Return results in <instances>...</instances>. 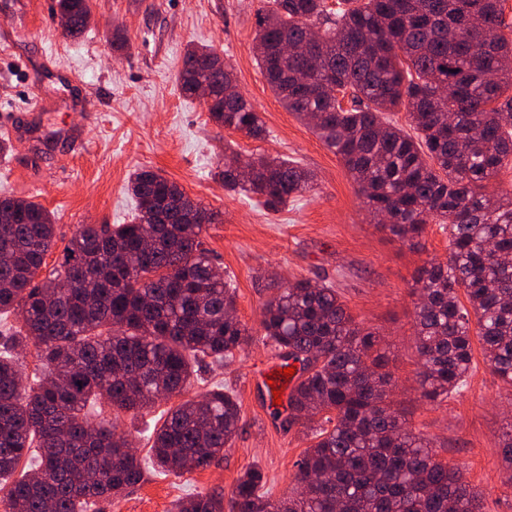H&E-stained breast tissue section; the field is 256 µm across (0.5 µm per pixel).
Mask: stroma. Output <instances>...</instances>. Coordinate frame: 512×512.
Masks as SVG:
<instances>
[{
    "mask_svg": "<svg viewBox=\"0 0 512 512\" xmlns=\"http://www.w3.org/2000/svg\"><path fill=\"white\" fill-rule=\"evenodd\" d=\"M55 0H0V113L18 116L21 133L0 153V195L40 203L52 213L57 244L48 266L82 224H127L134 202L130 175L147 168L176 182L219 212L205 246L236 288V315L252 330L251 345L223 368H198L193 391L220 383L240 404V428L220 461L179 475L150 473L103 512H171L178 498L230 492L260 465L273 497L288 492L295 463L311 444L300 428L274 421L266 389L250 383L277 360L260 326L276 289L307 279L330 282L351 314L380 337L378 351L393 376L389 400L414 431L432 438L440 460L463 467L484 497L485 512H512L501 441L512 427V387L474 346L465 386L440 402L422 399L414 337V275L448 259L449 238L428 224L420 246L389 232L367 211L341 158L288 112L259 69L254 37L262 0H99L95 21L77 40L53 21ZM121 29L127 53L113 51ZM210 46L233 69L238 91L260 113L267 135L254 139L218 126L197 99L185 98L176 74L187 44ZM38 111H28L31 98ZM298 162L313 191L280 211L257 196L226 191L218 178L224 149Z\"/></svg>",
    "mask_w": 512,
    "mask_h": 512,
    "instance_id": "1",
    "label": "stroma"
}]
</instances>
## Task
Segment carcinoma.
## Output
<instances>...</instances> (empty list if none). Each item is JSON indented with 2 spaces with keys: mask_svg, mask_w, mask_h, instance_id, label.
Here are the masks:
<instances>
[{
  "mask_svg": "<svg viewBox=\"0 0 512 512\" xmlns=\"http://www.w3.org/2000/svg\"><path fill=\"white\" fill-rule=\"evenodd\" d=\"M93 0H57L63 36L78 39ZM256 60L286 110L341 157L367 210L411 242L435 222L449 231L448 263L417 272L415 336L421 395L448 398L464 384L476 326L492 371L512 386V192L484 183L512 161V57L502 0H266ZM322 41L309 40V28ZM224 60L187 46L180 91L213 89L210 118L258 139L261 116L236 92ZM352 90L345 108L336 92ZM404 107L413 133L385 113ZM224 189L252 193L277 212L313 189L283 158L224 156ZM130 224H81L62 262L38 278L57 238L51 214L0 197V496L6 512H88L137 486L148 468L205 469L223 457L241 421L222 387L188 396L195 367L221 364L252 334L234 314L235 288L214 268L202 235L219 215L160 172L135 171ZM151 238L152 243L145 242ZM464 290L470 307L459 299ZM266 342L300 375L283 426L312 432L289 493L273 498L258 466L229 497L196 493L175 512H483L480 492L438 459L388 401L391 376L378 334L348 311L335 286L297 280L262 307ZM33 342L40 375L23 381L16 349ZM180 399L154 429L149 459L120 430L160 400ZM105 402L112 418L91 416ZM323 412L331 427L314 426ZM24 468H19L20 463Z\"/></svg>",
  "mask_w": 512,
  "mask_h": 512,
  "instance_id": "carcinoma-1",
  "label": "carcinoma"
}]
</instances>
